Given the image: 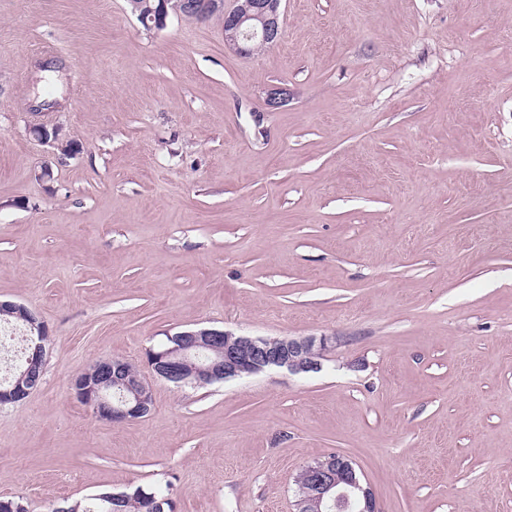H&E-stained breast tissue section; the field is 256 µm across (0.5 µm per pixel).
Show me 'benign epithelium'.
I'll return each instance as SVG.
<instances>
[{"label":"benign epithelium","mask_w":512,"mask_h":512,"mask_svg":"<svg viewBox=\"0 0 512 512\" xmlns=\"http://www.w3.org/2000/svg\"><path fill=\"white\" fill-rule=\"evenodd\" d=\"M131 13L150 29L162 30L173 18L195 12L203 19L224 17V44L241 57L255 55V47H269L283 34L281 0H243L234 9H224V0H157L153 6L142 0H128ZM288 101V89L272 86L265 102L272 109ZM41 142L54 148L56 156L74 155L60 128L38 124L31 129ZM9 309L24 321L26 357L12 377L0 385V405L26 399L42 384L47 324L22 304L0 301V309ZM170 345L150 350L147 364L153 374L177 386H203L213 381L241 378L270 368H285L294 374L321 368L323 352L329 339L313 336L280 338L236 336L214 328L178 332L169 337ZM210 350L214 356L202 363L199 353ZM127 361L121 358L100 360L78 375L72 389L75 397L93 414L110 422L131 421L145 417L153 405L152 392L142 379H126ZM119 390L112 398V390ZM296 512H378L372 490L357 477L355 467L341 454L305 467L304 481L297 484Z\"/></svg>","instance_id":"benign-epithelium-1"}]
</instances>
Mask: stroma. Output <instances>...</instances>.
I'll use <instances>...</instances> for the list:
<instances>
[{
	"label": "stroma",
	"instance_id": "1",
	"mask_svg": "<svg viewBox=\"0 0 512 512\" xmlns=\"http://www.w3.org/2000/svg\"><path fill=\"white\" fill-rule=\"evenodd\" d=\"M282 8L243 58L218 17L0 0V298L50 328L42 384L0 405V497L294 512L340 453L379 512H512V0ZM39 123L79 145L50 181ZM201 327L336 342L314 373L155 378L147 350ZM112 357L145 418L74 397ZM135 491H129V492H122L116 494V496H112V498H109L108 500L112 504H108L112 507V512H169L170 508L172 506L171 512H174V504L171 499H166L168 497L167 494H164L163 492H148L154 494L155 499L153 501L147 500L143 497H140L139 495L133 494ZM119 494H125L124 497H121ZM165 499V500H164ZM161 505L158 504L159 501H162ZM169 500V501H166Z\"/></svg>",
	"mask_w": 512,
	"mask_h": 512
}]
</instances>
